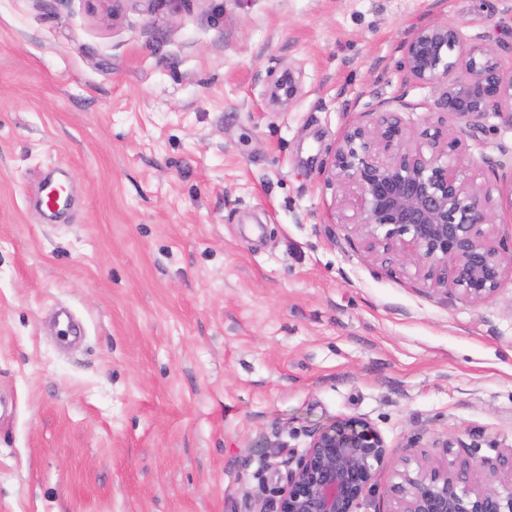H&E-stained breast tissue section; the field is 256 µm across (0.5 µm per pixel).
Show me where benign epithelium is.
<instances>
[{
  "label": "benign epithelium",
  "instance_id": "benign-epithelium-1",
  "mask_svg": "<svg viewBox=\"0 0 512 512\" xmlns=\"http://www.w3.org/2000/svg\"><path fill=\"white\" fill-rule=\"evenodd\" d=\"M399 68L409 82L439 87L438 113L470 123L494 112L512 123V67L489 48L467 46L460 27L412 29ZM461 139L440 125L412 131L395 112L352 122L337 142L326 182L340 193L339 226L366 257L397 263L424 286L473 306L512 282V257L497 242L502 204L512 217V171L491 187L454 156ZM409 438L402 469L381 485L388 446L371 421L341 416L317 429L276 491L275 510L363 512L379 497L386 512H512V448L473 464L458 434L437 435L442 458Z\"/></svg>",
  "mask_w": 512,
  "mask_h": 512
}]
</instances>
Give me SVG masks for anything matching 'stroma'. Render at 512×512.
<instances>
[{
	"label": "stroma",
	"mask_w": 512,
	"mask_h": 512,
	"mask_svg": "<svg viewBox=\"0 0 512 512\" xmlns=\"http://www.w3.org/2000/svg\"><path fill=\"white\" fill-rule=\"evenodd\" d=\"M433 22L512 63V0H0V512H254L339 416L385 483L418 433L512 448V284L475 307L373 263L325 180L360 113L437 122L398 69ZM447 125L494 184L512 125Z\"/></svg>",
	"instance_id": "1"
}]
</instances>
